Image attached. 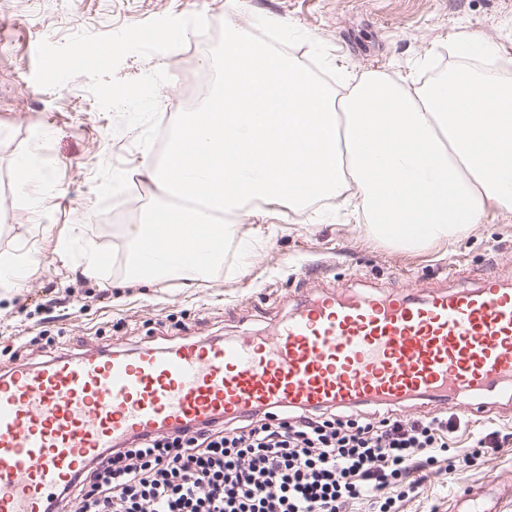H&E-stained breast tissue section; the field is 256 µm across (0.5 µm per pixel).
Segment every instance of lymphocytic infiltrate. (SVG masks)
<instances>
[{
    "label": "lymphocytic infiltrate",
    "mask_w": 512,
    "mask_h": 512,
    "mask_svg": "<svg viewBox=\"0 0 512 512\" xmlns=\"http://www.w3.org/2000/svg\"><path fill=\"white\" fill-rule=\"evenodd\" d=\"M447 417L256 412L238 423L103 449L60 496L81 512H404L443 458Z\"/></svg>",
    "instance_id": "f902f5d3"
}]
</instances>
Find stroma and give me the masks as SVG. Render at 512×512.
Returning <instances> with one entry per match:
<instances>
[{"instance_id": "35a3bbf8", "label": "stroma", "mask_w": 512, "mask_h": 512, "mask_svg": "<svg viewBox=\"0 0 512 512\" xmlns=\"http://www.w3.org/2000/svg\"><path fill=\"white\" fill-rule=\"evenodd\" d=\"M195 12L211 23L274 29L288 56L333 83L343 72L423 78L422 56L436 70L451 65L448 43L461 34L484 37L512 57V0H0V366L98 343L133 350L189 333L266 332L318 289L344 298L423 294L450 281L474 287L486 274L512 283V209L491 211L457 239L399 250L367 224L346 219L330 198L298 213L279 208L235 217L224 260L207 277L132 280L128 231L164 203L142 161L160 153L138 147L137 130L116 131L115 116L99 108L87 77L57 90L38 87L36 49L44 39L60 44L84 30L110 33ZM185 47V58L215 81L221 50L211 35H190ZM182 59L132 54L116 71L123 80L158 69L169 74L158 93L165 128L195 107ZM23 156L47 175L25 195L17 189ZM89 241L101 259L94 276L84 272ZM48 284L69 298L63 321L43 322L31 298L32 289ZM105 287L109 299H97ZM27 334L35 342L21 343ZM490 429L512 432V409L462 420L445 453L455 459L470 451L473 459L461 473L424 482L410 512H453L452 497L468 487H512V449H471Z\"/></svg>"}]
</instances>
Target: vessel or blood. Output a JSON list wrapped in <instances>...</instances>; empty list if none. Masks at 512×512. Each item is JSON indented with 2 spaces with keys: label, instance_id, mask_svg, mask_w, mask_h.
Wrapping results in <instances>:
<instances>
[{
  "label": "vessel or blood",
  "instance_id": "1",
  "mask_svg": "<svg viewBox=\"0 0 512 512\" xmlns=\"http://www.w3.org/2000/svg\"><path fill=\"white\" fill-rule=\"evenodd\" d=\"M428 400L476 418L512 403V289L301 301L271 332L94 345L0 372V512H49L92 458L256 410Z\"/></svg>",
  "mask_w": 512,
  "mask_h": 512
}]
</instances>
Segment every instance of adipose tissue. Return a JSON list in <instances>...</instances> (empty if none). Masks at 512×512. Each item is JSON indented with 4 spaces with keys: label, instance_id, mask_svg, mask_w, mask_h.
<instances>
[{
    "label": "adipose tissue",
    "instance_id": "1",
    "mask_svg": "<svg viewBox=\"0 0 512 512\" xmlns=\"http://www.w3.org/2000/svg\"><path fill=\"white\" fill-rule=\"evenodd\" d=\"M453 67L425 82L376 71L343 93L224 29L220 80L199 112L181 113L148 173L167 206L131 233L135 280L197 277L223 259L229 217L339 198L400 245L452 239L491 208H512V68L476 35L454 38ZM203 225L189 236L184 227ZM204 251L208 261L194 262Z\"/></svg>",
    "mask_w": 512,
    "mask_h": 512
}]
</instances>
